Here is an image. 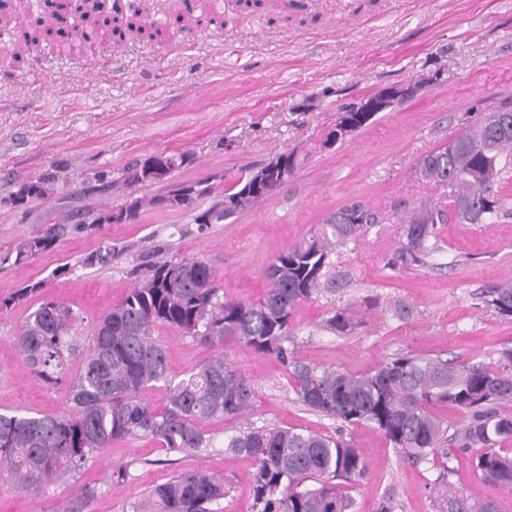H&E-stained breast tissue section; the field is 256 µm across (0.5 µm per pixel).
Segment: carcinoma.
I'll return each instance as SVG.
<instances>
[{
    "label": "carcinoma",
    "mask_w": 512,
    "mask_h": 512,
    "mask_svg": "<svg viewBox=\"0 0 512 512\" xmlns=\"http://www.w3.org/2000/svg\"><path fill=\"white\" fill-rule=\"evenodd\" d=\"M52 6L59 20L74 12L83 24L80 36L60 45L68 53L102 25L111 27L118 42L163 37V30L137 4L126 11L107 9L100 0H53ZM179 21L187 28L203 22L217 29L225 25L224 12L207 3L201 14L189 13ZM0 30L15 36L9 58L19 69L53 26L5 11L0 13ZM507 151L512 152V112H486L418 161L415 173L451 188V201L446 209L422 203L407 214L397 251L402 265H428L444 224H493L500 218L502 159ZM53 181L47 176L20 183L11 204L21 208L46 197ZM376 223L378 218L359 203L332 212L308 240L274 256L264 273L265 294L255 302L224 299L211 265L201 257L156 264L121 303L102 314L81 346L74 332L79 317L73 309L54 301L41 304L16 341L26 366L45 384L70 380L69 414L0 413V463L14 485L36 493L53 481L73 478L98 450L127 438L150 437L178 460L193 456L213 445L202 423L252 411V387L222 354L172 383L166 347L153 337L156 327L165 326L182 335L192 329V337L211 344L238 340L271 355L290 369L298 400L308 410L341 423L369 426L383 434L402 459L414 463L470 453L483 479L512 492V453L497 447L512 438V417L498 411V405L512 402V348L501 350L489 363L455 364L403 354L360 375L319 371L295 359L291 345L296 307L336 291L333 251L356 241ZM67 233L68 225L58 224L41 236L24 238L15 251L0 256V263H23ZM41 288L43 283L36 281L0 297V312ZM480 299L484 307L512 320V282L489 288ZM355 326L348 307L334 309L322 323L337 335ZM79 347L84 357L70 378V358ZM159 383L168 391L160 410L146 397ZM436 406L466 413L468 424L449 432L448 421L433 412ZM224 448L255 462L250 479L254 512H352L346 485L366 474V464L351 442L314 430L246 427ZM443 497L442 512H500L493 501L471 504L452 492ZM223 498L224 481L202 471H184L153 486L122 512H204L205 505Z\"/></svg>",
    "instance_id": "carcinoma-1"
}]
</instances>
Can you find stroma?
Instances as JSON below:
<instances>
[{"label": "stroma", "mask_w": 512, "mask_h": 512, "mask_svg": "<svg viewBox=\"0 0 512 512\" xmlns=\"http://www.w3.org/2000/svg\"><path fill=\"white\" fill-rule=\"evenodd\" d=\"M175 0L150 11L164 42L102 45L75 55L47 38L23 70L0 63V253L55 224L92 220L129 198L147 202L133 224H102L70 234L22 265H0V296L30 281L42 291L0 315V411L26 416L67 413L68 387L47 386L24 364L14 339L45 301L69 305L88 334L159 262L201 255L228 300L264 291L263 272L279 251L309 238L317 224L354 201L381 219L332 260L340 286L298 305L296 356L319 369L353 374L399 354L490 361L512 348V321L481 307L479 295L512 280V160L506 164L507 210L493 224L443 225L428 266L392 267L402 216L421 198L447 205L450 190L416 180L418 160L475 121L512 108V0H310L283 9L265 0L258 11L228 6L233 24L190 30L177 22ZM423 82L421 96L378 113L329 151L317 144L345 106L387 85ZM308 150L301 169L252 210L218 224H195L193 210L150 206L166 184L125 180L126 169L156 153L191 155L171 182L211 179L230 187L276 153ZM59 177L47 197L16 209L17 182ZM169 181V182H170ZM111 248L108 264H87ZM409 314L398 318L396 309ZM348 306L355 329H322L330 310ZM168 370L178 381L209 357L224 354L248 379L255 405L248 419L206 422L214 445L174 464L149 438L102 449L78 481H60L33 496L0 480V512H65L80 486L97 494L84 512H122L154 485L202 470L224 481L210 512H252V459L224 443L245 424L314 429L351 441L367 472L349 486L353 512H377L393 497L396 512H441L442 465L399 458L392 444L364 425H345L307 410L294 381L274 357L242 343L205 344L160 327ZM453 488L471 500L512 512V492L480 477L470 455L450 462ZM125 477H118V469Z\"/></svg>", "instance_id": "stroma-1"}]
</instances>
